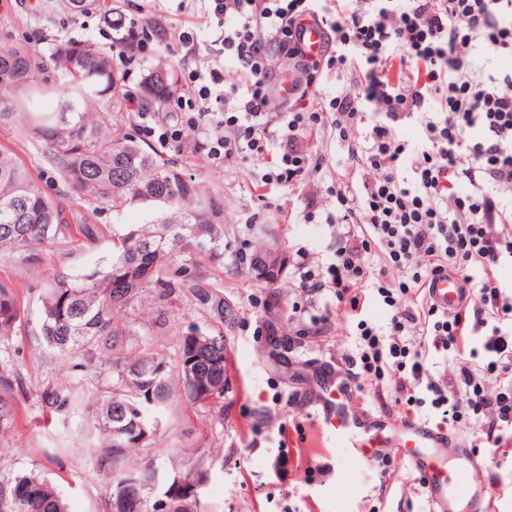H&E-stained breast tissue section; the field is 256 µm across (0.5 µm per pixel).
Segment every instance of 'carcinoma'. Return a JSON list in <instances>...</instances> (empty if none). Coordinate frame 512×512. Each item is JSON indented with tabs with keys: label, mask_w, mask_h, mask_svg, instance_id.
<instances>
[{
	"label": "carcinoma",
	"mask_w": 512,
	"mask_h": 512,
	"mask_svg": "<svg viewBox=\"0 0 512 512\" xmlns=\"http://www.w3.org/2000/svg\"><path fill=\"white\" fill-rule=\"evenodd\" d=\"M53 56L68 80L56 88L54 111L24 113L27 133L50 143V162L85 196L114 211L140 204L153 219L112 229V253L104 264L53 274L41 297V334L59 354L80 358L75 364L80 370L106 366L115 375L97 389L99 443L89 453L92 465L108 477L109 512H198L202 479L175 475L153 498L154 471L132 466L129 458L155 443L158 419L174 401L191 409L223 403L224 334L193 326L179 336L173 359L144 342L114 361L112 351L122 346L127 332L113 312L133 307L148 289L165 298L181 288L210 321L224 326L232 309L207 271L224 264L222 213L198 184L141 143L115 114L121 107L119 78L106 54L67 40L54 47ZM36 86L29 55L0 49V94L23 91L29 99ZM170 87L169 74L157 70L142 94L160 110ZM103 236L96 224L70 223L16 158L0 151V251L49 250L63 241L94 242ZM177 254L185 258L175 264ZM277 258L271 252L255 258L256 278L273 277ZM25 318L15 288L0 282V343L10 342ZM23 398L21 376L0 363L1 431L14 425ZM81 403L70 386L49 385L40 392L42 411L51 418L69 417ZM0 512H67V506L52 482L21 474L0 485Z\"/></svg>",
	"instance_id": "carcinoma-1"
}]
</instances>
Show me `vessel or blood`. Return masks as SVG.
Segmentation results:
<instances>
[{"instance_id":"b4317fda","label":"vessel or blood","mask_w":512,"mask_h":512,"mask_svg":"<svg viewBox=\"0 0 512 512\" xmlns=\"http://www.w3.org/2000/svg\"><path fill=\"white\" fill-rule=\"evenodd\" d=\"M300 46L306 57L322 54L325 30L320 22L305 19ZM429 300L436 310L450 314L467 302L468 292L456 276H440L431 284ZM318 415L326 425L337 429L340 447L358 448L367 462H381L385 446L400 445L424 490L430 512H491L490 486L471 477L479 466L477 455L447 431L412 419L388 431L381 419L370 420L341 409L332 393L324 398Z\"/></svg>"}]
</instances>
